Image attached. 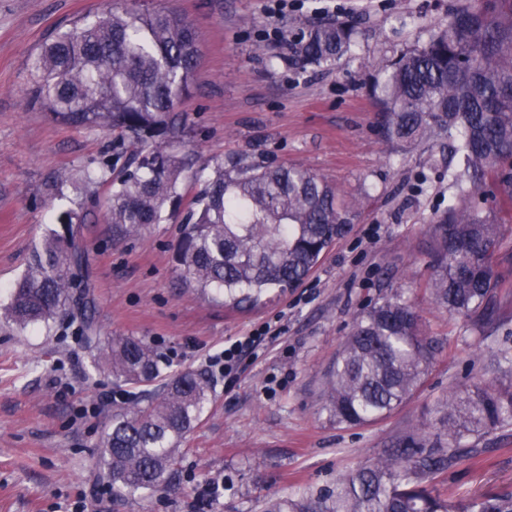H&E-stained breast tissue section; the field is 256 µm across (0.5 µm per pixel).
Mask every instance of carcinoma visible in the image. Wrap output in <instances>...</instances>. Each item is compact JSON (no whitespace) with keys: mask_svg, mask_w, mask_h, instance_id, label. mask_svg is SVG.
Returning <instances> with one entry per match:
<instances>
[{"mask_svg":"<svg viewBox=\"0 0 512 512\" xmlns=\"http://www.w3.org/2000/svg\"><path fill=\"white\" fill-rule=\"evenodd\" d=\"M291 46L300 69L329 67L354 52V32L336 20L309 23ZM198 62L197 33L177 10L133 4L56 29L32 59L33 100L66 125L106 129L134 144L110 181L107 220L115 238L175 214L184 182L196 178L200 188L176 248L183 285L233 309H253L303 282L349 230L353 206L307 169L241 157L200 161L186 150L176 105ZM371 96L385 141L413 148L437 132L454 138L459 169L448 170V179L460 194L430 221L423 289L437 307L480 330L507 287L495 264L500 224L477 198L490 179L512 203V0H457L426 43L375 78ZM57 221L62 230L34 245L0 321L23 331L70 316L95 350L94 367L141 388L134 407L112 411L97 467L113 494L145 497L166 484L176 443L200 420L211 387L193 371L162 375L143 339L98 336L84 273V218L67 210ZM436 354L435 339L396 292L355 319L331 370L325 409L339 424L382 419L419 389ZM445 408L448 447L409 435L405 447L341 476L334 489L277 499L266 512H512V491L457 501L443 478L484 452L467 438L512 423V381L480 379Z\"/></svg>","mask_w":512,"mask_h":512,"instance_id":"1","label":"carcinoma"}]
</instances>
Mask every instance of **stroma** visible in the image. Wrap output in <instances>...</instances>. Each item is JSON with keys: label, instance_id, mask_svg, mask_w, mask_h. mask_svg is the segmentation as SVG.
<instances>
[{"label": "stroma", "instance_id": "35a3bbf8", "mask_svg": "<svg viewBox=\"0 0 512 512\" xmlns=\"http://www.w3.org/2000/svg\"><path fill=\"white\" fill-rule=\"evenodd\" d=\"M452 0H301L277 19L268 0H140L179 10L201 50L190 92L178 105L188 147L202 159L243 156L263 166H301L357 201L349 233L295 289L238 312L179 286L180 217L117 240L104 219L106 183L79 173L117 136L56 121L31 97V62L59 25L124 7V0H0V305L31 247L73 209L86 216L84 246L101 335L149 342L170 371L205 372L227 339L281 323L235 384L211 376L212 400L183 439L168 485L146 498L96 488L98 443L112 416L98 400L134 387L93 373L76 322L17 331L0 324V512H264L267 500L322 492L412 432L440 434L442 406L481 374L479 359L512 350V205L486 198L502 225L496 256L507 286L494 322L468 332L436 308L422 285L430 269L429 220L455 197L442 138L404 149L376 129L374 75L401 51L425 43ZM337 19L356 26L358 47L331 67L296 73L287 46L264 30L295 21ZM70 183L53 188L60 171ZM408 299L439 353L413 397L387 418L362 426L333 421L322 392L352 324L393 293ZM483 454L446 474L457 499L512 490V426L479 442Z\"/></svg>", "mask_w": 512, "mask_h": 512}]
</instances>
